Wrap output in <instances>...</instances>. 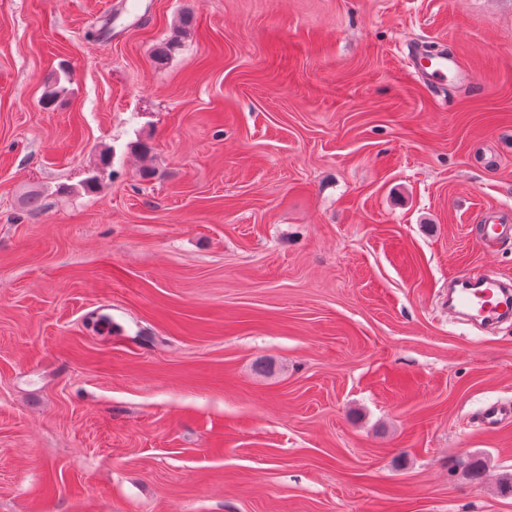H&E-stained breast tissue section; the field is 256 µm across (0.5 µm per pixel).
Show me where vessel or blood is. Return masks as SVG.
Returning a JSON list of instances; mask_svg holds the SVG:
<instances>
[{
    "label": "vessel or blood",
    "mask_w": 512,
    "mask_h": 512,
    "mask_svg": "<svg viewBox=\"0 0 512 512\" xmlns=\"http://www.w3.org/2000/svg\"><path fill=\"white\" fill-rule=\"evenodd\" d=\"M407 59L421 65L424 74L434 82L447 79L465 81L466 73L458 60L445 55L425 57L419 49H409ZM448 308L462 319H507L512 317V287L499 281L480 278L470 273L457 275L448 294Z\"/></svg>",
    "instance_id": "1"
}]
</instances>
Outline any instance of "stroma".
Segmentation results:
<instances>
[{"mask_svg":"<svg viewBox=\"0 0 512 512\" xmlns=\"http://www.w3.org/2000/svg\"><path fill=\"white\" fill-rule=\"evenodd\" d=\"M489 213L512 0H0V512H512ZM406 59L409 62L416 63L422 67L423 73L434 82H445L448 76L459 82L465 81L466 73L460 66L457 59L446 55H438L434 57L425 56L417 47L409 49ZM423 62H427L424 64ZM448 309L459 318L510 319V287L497 281L463 273L454 278L448 294Z\"/></svg>","mask_w":512,"mask_h":512,"instance_id":"obj_1","label":"stroma"}]
</instances>
